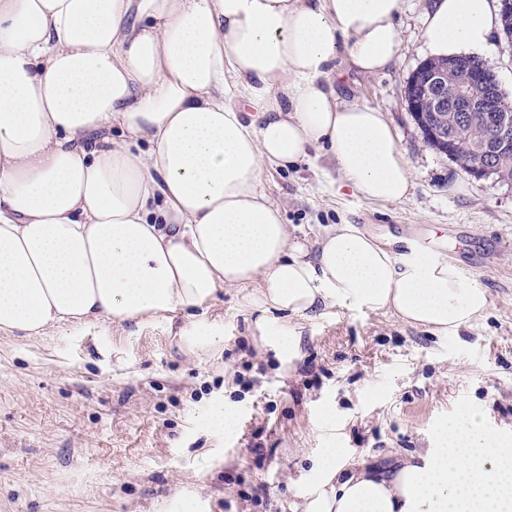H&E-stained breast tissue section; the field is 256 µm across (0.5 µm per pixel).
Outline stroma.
<instances>
[{
    "instance_id": "35a3bbf8",
    "label": "stroma",
    "mask_w": 512,
    "mask_h": 512,
    "mask_svg": "<svg viewBox=\"0 0 512 512\" xmlns=\"http://www.w3.org/2000/svg\"><path fill=\"white\" fill-rule=\"evenodd\" d=\"M427 0H402V44L383 72L363 75L340 40V99L383 111L412 178L399 203L337 194L326 154L264 187L294 237L349 224L385 243L414 231L430 251L474 272L485 313L458 332L411 326L391 310L342 301L307 316L263 309L254 288H221L202 309L116 325L66 324L45 336L0 332V512H302L294 495L322 449L387 467L430 447L465 407L512 437V183L475 179L427 146L404 96L426 60ZM222 344L183 350L199 323ZM265 330H258V323ZM296 338L284 351L282 332ZM233 406L237 428L208 430L199 413Z\"/></svg>"
}]
</instances>
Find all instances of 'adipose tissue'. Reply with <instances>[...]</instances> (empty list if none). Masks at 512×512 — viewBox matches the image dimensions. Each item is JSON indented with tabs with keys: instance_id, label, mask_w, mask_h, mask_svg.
<instances>
[{
	"instance_id": "adipose-tissue-1",
	"label": "adipose tissue",
	"mask_w": 512,
	"mask_h": 512,
	"mask_svg": "<svg viewBox=\"0 0 512 512\" xmlns=\"http://www.w3.org/2000/svg\"><path fill=\"white\" fill-rule=\"evenodd\" d=\"M401 0H0V330L124 323L207 307L224 287L304 315L352 300L458 331L487 295L447 259L347 224L309 245L262 187L323 148L339 187L412 189L384 112L340 101L341 37L362 74L397 57ZM499 0H432L428 53H481ZM323 449L305 512H512V438L478 407L382 468Z\"/></svg>"
}]
</instances>
